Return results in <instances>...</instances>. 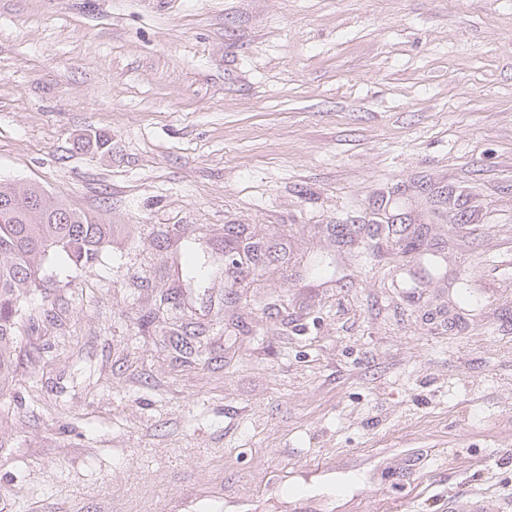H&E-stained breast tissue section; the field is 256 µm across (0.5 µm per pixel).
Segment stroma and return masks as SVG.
I'll list each match as a JSON object with an SVG mask.
<instances>
[{"mask_svg": "<svg viewBox=\"0 0 512 512\" xmlns=\"http://www.w3.org/2000/svg\"><path fill=\"white\" fill-rule=\"evenodd\" d=\"M0 179L112 224L0 350V512H512V0H0Z\"/></svg>", "mask_w": 512, "mask_h": 512, "instance_id": "1", "label": "stroma"}]
</instances>
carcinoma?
<instances>
[{"label":"carcinoma","instance_id":"1","mask_svg":"<svg viewBox=\"0 0 512 512\" xmlns=\"http://www.w3.org/2000/svg\"><path fill=\"white\" fill-rule=\"evenodd\" d=\"M112 242V225L73 208L43 188L0 182V344L17 335L21 302L38 287L45 265L91 267Z\"/></svg>","mask_w":512,"mask_h":512}]
</instances>
